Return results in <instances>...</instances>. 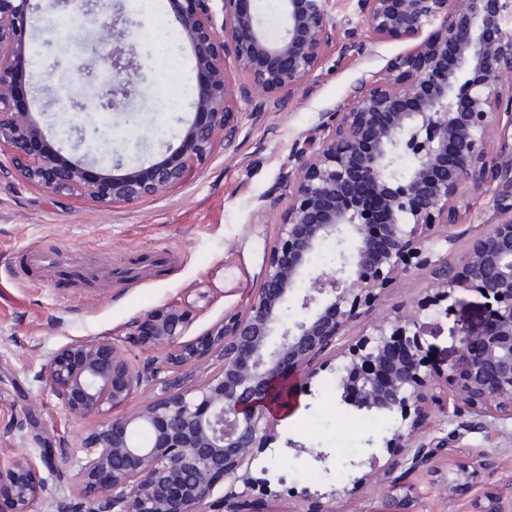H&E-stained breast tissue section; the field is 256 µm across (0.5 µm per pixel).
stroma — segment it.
I'll return each mask as SVG.
<instances>
[{
	"label": "stroma",
	"instance_id": "stroma-1",
	"mask_svg": "<svg viewBox=\"0 0 512 512\" xmlns=\"http://www.w3.org/2000/svg\"><path fill=\"white\" fill-rule=\"evenodd\" d=\"M128 4L115 0L112 10L130 15L139 67L132 76L131 96L112 110L97 108L100 86L83 69L93 59V31L73 28L68 40L51 46L41 37L33 39L46 65L31 80L39 90L32 118L49 148L63 160L75 156L65 129L74 123L81 126L94 148L98 174L145 171L179 146L194 117L190 103L197 95V72L191 47L179 30L171 32L173 51L166 69L152 63L158 45L154 16L173 18L169 0H154V10L134 13ZM329 10L337 41L325 48L318 68L302 86L264 97L265 110L258 116L253 102L238 100L235 135L216 137L204 164L189 168L179 183L154 197L102 204L47 190L10 162L0 163V281L10 285L0 299V429L25 414L36 422L35 428L0 438V448L34 454L42 436L78 445L113 414H134L161 393L160 387L143 386L121 407L107 402L84 416L70 414L38 378L58 349L88 339L107 340L137 363L149 349L131 335L130 327L152 309L177 305L190 310L194 338L244 311L288 211V193L279 180L282 169L298 147L317 136L325 113L347 102L356 81L386 74L395 59L416 45L412 39L368 36L357 0H330ZM350 41L356 50L340 54V43ZM62 89L86 97L88 108L76 116L59 108L54 98ZM264 194L277 197L278 204L262 212L257 199ZM496 221L492 201L482 199L455 226L449 261L461 264L471 239ZM38 244L60 246L57 260L66 274L65 289L56 288L51 274L39 268L13 272L15 252ZM157 249L171 255L170 265L158 273L151 265ZM436 291L427 269L400 274L389 288L378 291L313 363L310 385L293 380V404L277 426L280 439L334 449L337 462L345 465L350 452L365 455L368 440L377 433L353 431L351 410L325 392L337 378L342 352L386 319H415L429 368L463 366V340L484 327L486 300L475 289L461 286L442 314L427 307ZM455 398V390L444 385L430 392L404 446L378 449L372 469L346 465L340 479L290 454L275 460L269 453L257 454L250 474L259 476L262 467L273 466V496H235L225 500L224 512H473L475 502L486 494L511 496L512 420L499 421V436L487 440L474 429L468 407L451 417L444 413L445 404ZM421 445L431 447V458L427 465L412 466ZM460 462L476 466L479 477L470 488L452 495L448 470Z\"/></svg>",
	"mask_w": 512,
	"mask_h": 512
}]
</instances>
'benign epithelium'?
Segmentation results:
<instances>
[{
  "label": "benign epithelium",
  "mask_w": 512,
  "mask_h": 512,
  "mask_svg": "<svg viewBox=\"0 0 512 512\" xmlns=\"http://www.w3.org/2000/svg\"><path fill=\"white\" fill-rule=\"evenodd\" d=\"M330 0H280L282 34L268 36L260 16L243 0H180L174 22L192 46L207 85L192 104L199 117L168 160L151 176L85 178L86 164L58 162L43 148L45 135L13 101L14 59L28 49L37 7L33 0H0V144L25 177L50 191L79 192L101 203L136 202L178 183L186 169L203 162L220 131L233 127L237 97L295 91L318 67L337 39ZM54 6L106 31L125 18H99L98 0H54ZM363 26L377 39L417 38L436 29L384 77L362 79L348 102L319 125L322 137L298 148L280 174L291 194L259 288L241 314L222 320L200 339L188 338L189 312L174 306L150 311L136 325L152 355L132 364L108 341L88 340L60 348L39 378L58 404L85 415L108 401L122 406L144 384L162 396L144 411L114 416L91 431L77 448L63 440L40 441L36 456H0V504L7 512H34L47 493L41 467L62 478L69 463L92 496L86 512H204L217 485L229 491L210 504L223 512L235 485L252 482L241 472L254 448L277 443L274 416L263 405L273 385L311 364L342 330L403 271L434 266L440 300L461 285L489 301L491 322L464 342L466 366L430 374L424 370L411 320L396 317L343 353L337 393L358 411L420 416L437 378L457 388L476 425L495 439L497 421L512 418V89L499 77L512 71V0H358ZM232 59L244 82L226 68ZM131 58L112 53L97 70L105 96L128 94ZM467 111L458 109L460 98ZM495 155H488L492 132ZM409 154L413 164L400 169ZM364 192L380 209L382 237L365 233L366 213L354 197ZM491 197L500 216L474 238L462 266L436 261L423 245L444 225L443 240L473 195ZM334 239L338 267L320 272L298 291L322 242ZM221 369L206 382L184 389L172 374L209 361ZM284 450L309 455L323 465L331 453L286 440ZM478 471L458 465L448 471V494L476 481ZM475 512H512V499L486 497Z\"/></svg>",
  "instance_id": "obj_1"
}]
</instances>
